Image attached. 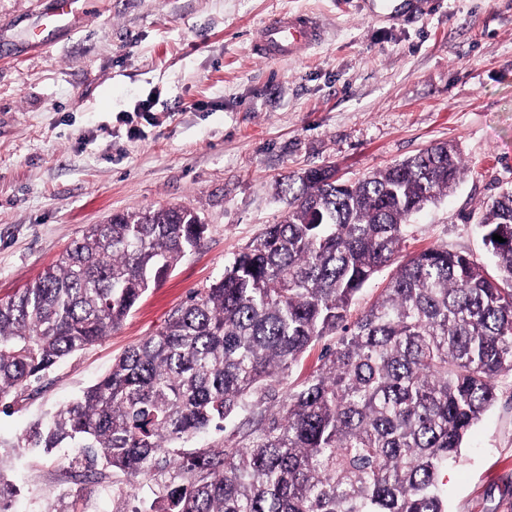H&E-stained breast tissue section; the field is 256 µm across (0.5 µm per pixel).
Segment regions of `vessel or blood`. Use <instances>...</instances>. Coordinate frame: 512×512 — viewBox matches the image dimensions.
<instances>
[{"label":"vessel or blood","mask_w":512,"mask_h":512,"mask_svg":"<svg viewBox=\"0 0 512 512\" xmlns=\"http://www.w3.org/2000/svg\"><path fill=\"white\" fill-rule=\"evenodd\" d=\"M80 0H52L45 12L47 23L63 29L76 16ZM323 30L308 12L276 13L267 17L255 30L251 39L252 51L267 61H283L301 57L319 43Z\"/></svg>","instance_id":"vessel-or-blood-1"}]
</instances>
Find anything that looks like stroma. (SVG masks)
Wrapping results in <instances>:
<instances>
[{
  "label": "stroma",
  "mask_w": 512,
  "mask_h": 512,
  "mask_svg": "<svg viewBox=\"0 0 512 512\" xmlns=\"http://www.w3.org/2000/svg\"><path fill=\"white\" fill-rule=\"evenodd\" d=\"M297 10L318 18L321 43L297 60L252 54L266 17ZM41 18L37 0H0V299L113 213L182 205L207 229L118 329L0 410L1 440L48 420L221 275L279 221L288 176L330 165L355 180L452 144L464 175L411 220L403 252L445 244L489 263L479 222L512 190V0H434L401 22L371 0H83L66 30ZM498 385L448 469V512H512V376ZM75 454L1 465L7 512L68 496L114 512L111 479L76 476Z\"/></svg>",
  "instance_id": "obj_1"
}]
</instances>
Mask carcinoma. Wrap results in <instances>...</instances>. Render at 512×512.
<instances>
[{"label": "carcinoma", "mask_w": 512, "mask_h": 512, "mask_svg": "<svg viewBox=\"0 0 512 512\" xmlns=\"http://www.w3.org/2000/svg\"><path fill=\"white\" fill-rule=\"evenodd\" d=\"M460 175L438 144L355 182L288 177L279 222L7 447L71 445L92 476L152 481L139 507L118 489L116 512H447L448 462L512 375V192L480 224L494 271L444 244L399 260L410 219ZM205 231L185 206L114 213L0 300V406L118 328ZM210 429L220 446L189 444Z\"/></svg>", "instance_id": "1"}]
</instances>
